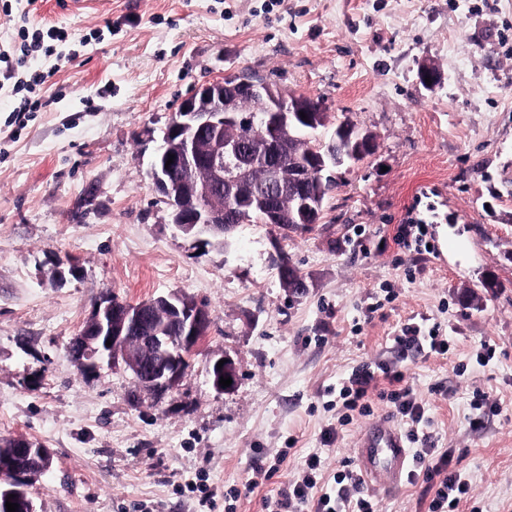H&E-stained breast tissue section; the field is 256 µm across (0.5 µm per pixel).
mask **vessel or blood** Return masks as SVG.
<instances>
[{"instance_id": "vessel-or-blood-1", "label": "vessel or blood", "mask_w": 512, "mask_h": 512, "mask_svg": "<svg viewBox=\"0 0 512 512\" xmlns=\"http://www.w3.org/2000/svg\"><path fill=\"white\" fill-rule=\"evenodd\" d=\"M357 476L371 492L398 486L411 468V450L401 430L389 420L370 424L356 449Z\"/></svg>"}]
</instances>
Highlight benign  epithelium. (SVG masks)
I'll return each mask as SVG.
<instances>
[{
    "label": "benign epithelium",
    "mask_w": 512,
    "mask_h": 512,
    "mask_svg": "<svg viewBox=\"0 0 512 512\" xmlns=\"http://www.w3.org/2000/svg\"><path fill=\"white\" fill-rule=\"evenodd\" d=\"M240 99H251L260 109L235 108ZM299 118L292 97L264 80L226 78L197 88L174 113L149 171L154 189L172 209L173 224L205 244L216 237L225 241L246 222L248 212L266 224L281 223L279 201L284 196L294 204L288 219L309 223L319 206L311 183L322 181L343 159L323 156L311 144L312 136L295 134ZM227 129L236 136H224ZM170 154L174 159L168 165ZM209 326L204 306L179 292L135 305L106 295L70 351L81 369L105 359L121 361L146 392L163 393L178 385ZM222 377L232 384L221 387ZM209 381L218 393L237 386L236 366L226 353L212 358ZM8 447L11 454L0 463L8 472L0 482V497L12 494L24 512H36L28 486L50 469L51 451L25 437L10 439Z\"/></svg>",
    "instance_id": "1"
}]
</instances>
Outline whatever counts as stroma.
<instances>
[{
	"mask_svg": "<svg viewBox=\"0 0 512 512\" xmlns=\"http://www.w3.org/2000/svg\"><path fill=\"white\" fill-rule=\"evenodd\" d=\"M17 27L64 40L30 64L41 108L0 94V440L52 453L37 512H223L189 484L243 488L256 453L279 472L236 502L264 512L321 455L324 480L355 466L372 416L343 424L340 384L368 364L402 372L419 426L470 486L456 512H512V0H111L61 13L38 0ZM11 13V14H12ZM441 75L420 80L423 65ZM257 77L320 102L328 141L374 138L312 229L243 224L226 244L179 232L150 164L201 85ZM423 233L398 244L399 227ZM304 276L292 297L279 255ZM76 275L53 282L59 264ZM179 291L205 305L206 337L177 387L149 394L124 366L80 369L69 347L105 293L136 304ZM412 326L446 355L398 348ZM239 382L207 381L215 353ZM496 412H488V405ZM481 426H474V419ZM336 430L324 442L325 428ZM227 359L222 366V368H217V364L220 360ZM209 381L213 387V389L217 393H224L226 391H230L235 388L238 384V373L236 370L235 363L233 359L228 356L226 353L221 352L214 355L211 360L210 368H209ZM220 377H230L232 379V384L229 387L223 388L219 385Z\"/></svg>",
	"mask_w": 512,
	"mask_h": 512,
	"instance_id": "35a3bbf8",
	"label": "stroma"
}]
</instances>
